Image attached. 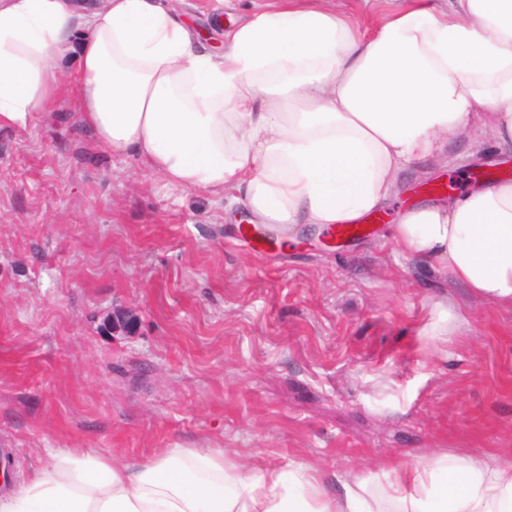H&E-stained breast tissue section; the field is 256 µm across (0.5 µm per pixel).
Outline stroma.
I'll use <instances>...</instances> for the list:
<instances>
[{
	"label": "stroma",
	"instance_id": "obj_1",
	"mask_svg": "<svg viewBox=\"0 0 512 512\" xmlns=\"http://www.w3.org/2000/svg\"><path fill=\"white\" fill-rule=\"evenodd\" d=\"M402 175L367 238L254 248L240 207L95 145L74 98L0 129V495L67 448L353 473L442 454L512 462V309L398 252ZM460 320L434 335L439 308ZM136 318L110 333L113 311Z\"/></svg>",
	"mask_w": 512,
	"mask_h": 512
}]
</instances>
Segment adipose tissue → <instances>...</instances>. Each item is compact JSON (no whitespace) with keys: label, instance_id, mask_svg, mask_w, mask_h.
Listing matches in <instances>:
<instances>
[{"label":"adipose tissue","instance_id":"1","mask_svg":"<svg viewBox=\"0 0 512 512\" xmlns=\"http://www.w3.org/2000/svg\"><path fill=\"white\" fill-rule=\"evenodd\" d=\"M395 3L365 35L341 0H265L207 31L167 0H0V128L54 108L55 61L71 55L100 148L285 234L351 224L453 145L512 152V0ZM394 239L512 306V182L404 209ZM338 483L328 492L307 465L251 475L220 448L145 462L68 449L0 512H512V462H395L379 497Z\"/></svg>","mask_w":512,"mask_h":512}]
</instances>
